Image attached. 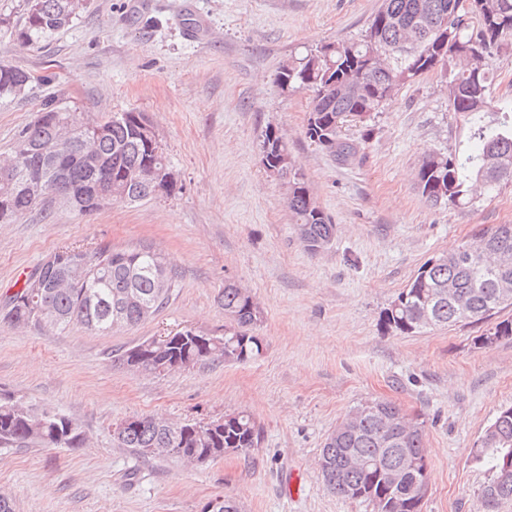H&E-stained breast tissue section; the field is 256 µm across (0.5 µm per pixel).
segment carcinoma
<instances>
[{"label": "carcinoma", "mask_w": 512, "mask_h": 512, "mask_svg": "<svg viewBox=\"0 0 512 512\" xmlns=\"http://www.w3.org/2000/svg\"><path fill=\"white\" fill-rule=\"evenodd\" d=\"M456 0H383L364 34L355 40L328 43V55L310 49L288 59L277 74L280 87L305 90L311 108L305 137L339 162L358 152V145L343 137L348 121L365 123L381 111L398 90L456 57H465L470 66L455 73L448 84V107L468 128L467 144L447 154L424 159L417 172V189L425 202L437 205L472 206L483 194L512 183V105L490 96L489 59L512 45V0H473L471 15H453ZM68 0H27L26 16L17 29L20 38L38 44L69 24ZM27 71L0 63V100L21 95ZM487 114L493 115L489 121ZM141 112H114L101 120H75L70 108L50 101L41 115L20 133V139L38 142L62 156L57 166L42 162L38 155L16 160L15 182L29 174L43 177L47 197L36 201L15 190L8 211L0 209V222L13 219L55 200L69 201L83 188L106 187L121 181L128 185L120 202L136 203L169 195L176 185H150L139 180V172L152 164L167 161L158 152L159 141L144 142L137 134ZM72 126V137L59 143L56 123ZM92 149L96 163L83 155ZM265 167L276 168L286 186L288 209L299 242L311 254L323 251L333 240L336 225L311 196L305 175L279 131L266 128L260 144ZM501 158L496 168L491 161ZM472 239L477 249L471 259L452 262L435 256L424 262L409 284L394 299L399 307H387L380 316L387 332L420 333L437 327H453L492 319L512 307V299L499 295L503 278L512 280V224H493L477 231ZM88 264V277L79 283L56 286L60 267L43 262L32 268L20 289L0 308V319L15 326L41 323L44 310L56 315L51 327L65 329L79 324L101 335L113 332L110 319L118 310L124 326L133 327L148 319L145 309L158 313L168 303L177 272L158 262L148 245L114 250L98 245L91 250L66 248ZM167 288H156L158 275ZM44 287H33V280ZM453 283L466 297L461 309L439 292ZM226 318L224 334L206 337L184 327L164 336H151L123 350L115 362L136 371L164 374L178 370L176 364L193 358L197 362L237 363L259 357L262 339L253 328L262 320L255 298L231 281L217 295ZM512 338V319L496 322L475 344L488 348ZM360 414L355 430L346 435L326 437L319 459V476L326 488L344 499L367 502L374 512H420L411 494L412 482L401 491L385 480L391 468L407 471L409 477L428 478V460L423 424L405 432L406 415L390 401L373 400L357 407ZM489 427L493 441H484L473 452L475 464L488 469L489 478L481 489L485 512H497L504 501L512 500V476L503 478L505 456L512 457V406L501 409ZM261 428L253 415L241 411L225 415L224 430L211 432L201 422L177 424L155 416L126 420L124 431L116 435L123 448L147 457L153 448H171L172 457L220 455L222 448L245 454L257 447ZM80 448L84 439L72 421L58 413L44 412L11 397H0V446ZM365 465L345 470L349 455Z\"/></svg>", "instance_id": "1"}]
</instances>
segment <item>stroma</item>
<instances>
[{"label":"stroma","instance_id":"obj_1","mask_svg":"<svg viewBox=\"0 0 512 512\" xmlns=\"http://www.w3.org/2000/svg\"><path fill=\"white\" fill-rule=\"evenodd\" d=\"M129 2L87 0L36 46L0 30V62L52 76L0 101V156L55 99L91 119L144 113L178 180L168 196L90 215L56 202L0 224V300L67 246L148 244L178 274L161 311L107 336L0 323V393L64 414L86 439L77 449L0 447V491L15 512H204L226 495L241 512H372L328 492L318 459L350 410L384 399L425 424L423 512H484L488 473L471 451L512 406V340L479 347L478 324L414 334L380 325L427 259L512 224V184L467 208L433 207L418 193L423 158L467 140L448 108V70L402 87L370 127L347 123L360 150L341 164L304 137L308 94L282 91L276 76L295 52L358 38L382 0H194L211 29L199 41L186 34L185 0H153L135 18ZM270 126L336 226L321 253L299 243L285 189L259 162ZM228 279L263 309L259 358L161 375L113 363L184 326L223 333L217 295ZM242 410L262 428L258 447L203 464L144 457L113 437L134 416L179 423Z\"/></svg>","mask_w":512,"mask_h":512}]
</instances>
